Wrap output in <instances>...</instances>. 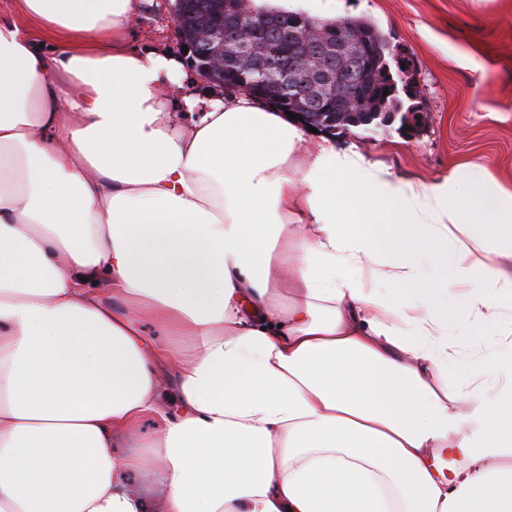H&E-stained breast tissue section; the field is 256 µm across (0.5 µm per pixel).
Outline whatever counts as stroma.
<instances>
[{"mask_svg": "<svg viewBox=\"0 0 512 512\" xmlns=\"http://www.w3.org/2000/svg\"><path fill=\"white\" fill-rule=\"evenodd\" d=\"M290 8L371 21L411 61L404 79L417 116L338 129L340 145L417 181L474 162L512 185V0H292ZM127 43L180 55L170 8L141 0Z\"/></svg>", "mask_w": 512, "mask_h": 512, "instance_id": "stroma-1", "label": "stroma"}]
</instances>
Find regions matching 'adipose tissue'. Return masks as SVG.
Here are the masks:
<instances>
[{
    "instance_id": "adipose-tissue-1",
    "label": "adipose tissue",
    "mask_w": 512,
    "mask_h": 512,
    "mask_svg": "<svg viewBox=\"0 0 512 512\" xmlns=\"http://www.w3.org/2000/svg\"><path fill=\"white\" fill-rule=\"evenodd\" d=\"M16 2L44 38L0 17V512H512V343L448 375L512 311V189L161 97L138 0ZM454 350V361L448 365V375L455 378L466 377L471 364L487 353L483 344L468 337L457 340Z\"/></svg>"
}]
</instances>
